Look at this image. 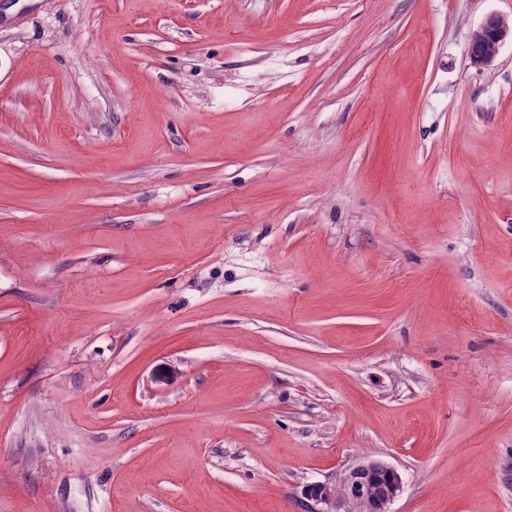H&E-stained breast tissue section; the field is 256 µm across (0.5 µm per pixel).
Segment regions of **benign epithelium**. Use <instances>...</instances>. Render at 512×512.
Here are the masks:
<instances>
[{
  "instance_id": "7a95c632",
  "label": "benign epithelium",
  "mask_w": 512,
  "mask_h": 512,
  "mask_svg": "<svg viewBox=\"0 0 512 512\" xmlns=\"http://www.w3.org/2000/svg\"><path fill=\"white\" fill-rule=\"evenodd\" d=\"M507 40L512 41V20L489 15L471 35V63L491 65ZM401 489V476L392 465L367 456L345 469L337 480L306 485L302 495L305 512H391L390 505Z\"/></svg>"
}]
</instances>
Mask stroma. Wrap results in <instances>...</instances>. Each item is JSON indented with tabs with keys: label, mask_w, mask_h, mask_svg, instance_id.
<instances>
[{
	"label": "stroma",
	"mask_w": 512,
	"mask_h": 512,
	"mask_svg": "<svg viewBox=\"0 0 512 512\" xmlns=\"http://www.w3.org/2000/svg\"><path fill=\"white\" fill-rule=\"evenodd\" d=\"M492 13L8 0L0 512H303L367 455L391 512H512ZM507 40L512 43V20L499 14L489 15L471 35L468 48L471 63L490 66Z\"/></svg>",
	"instance_id": "35a3bbf8"
}]
</instances>
